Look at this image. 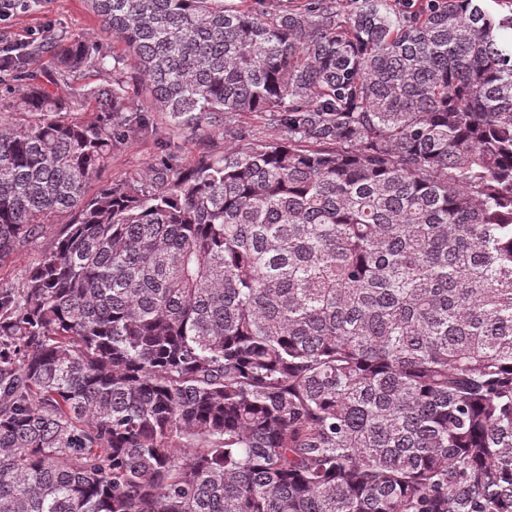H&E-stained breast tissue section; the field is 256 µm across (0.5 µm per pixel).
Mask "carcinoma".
Masks as SVG:
<instances>
[{
    "label": "carcinoma",
    "instance_id": "cac0c4a2",
    "mask_svg": "<svg viewBox=\"0 0 512 512\" xmlns=\"http://www.w3.org/2000/svg\"><path fill=\"white\" fill-rule=\"evenodd\" d=\"M86 2L118 51L0 35V260L69 216L0 287V512H512V14ZM154 112L224 151L88 194ZM67 221L65 214L59 215L55 218L54 224H45L36 236L21 243L12 254L0 262V282L4 287L21 288L29 271L54 247L65 232Z\"/></svg>",
    "mask_w": 512,
    "mask_h": 512
}]
</instances>
